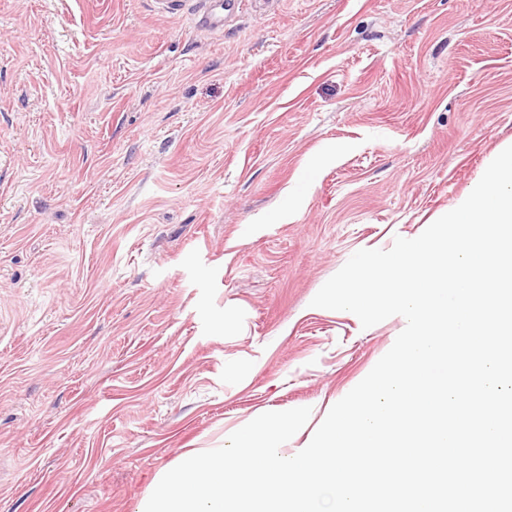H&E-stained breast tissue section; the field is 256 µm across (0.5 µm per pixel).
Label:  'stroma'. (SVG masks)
Instances as JSON below:
<instances>
[{"instance_id":"obj_1","label":"stroma","mask_w":512,"mask_h":512,"mask_svg":"<svg viewBox=\"0 0 512 512\" xmlns=\"http://www.w3.org/2000/svg\"><path fill=\"white\" fill-rule=\"evenodd\" d=\"M198 6L0 0V512H135L262 412L302 446L405 327L313 297L512 145V0ZM201 2L202 11L198 23L211 28L223 27L224 11L231 10L234 3L226 2L224 7L223 0H201Z\"/></svg>"}]
</instances>
